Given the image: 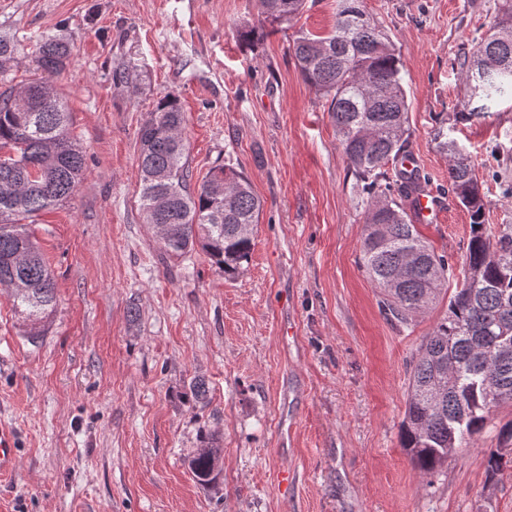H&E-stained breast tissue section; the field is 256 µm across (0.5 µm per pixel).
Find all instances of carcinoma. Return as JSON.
<instances>
[{"label": "carcinoma", "instance_id": "obj_1", "mask_svg": "<svg viewBox=\"0 0 512 512\" xmlns=\"http://www.w3.org/2000/svg\"><path fill=\"white\" fill-rule=\"evenodd\" d=\"M258 25L240 31L251 42L268 26L290 24L306 0H259ZM333 29L321 36L300 30L290 49L304 81L319 93L360 192L366 195L360 262L379 289L381 308L401 326L424 314L447 284L452 267L422 238L406 200L429 182L418 170L394 169L409 148V105L402 68L388 36L367 15L363 0H336ZM489 37L457 58L472 97L469 116L491 114L495 96L512 87V11ZM19 52L0 34V82H9ZM69 43L46 35L38 66L63 71ZM453 129L439 147L448 154V183L470 215L471 236L461 285L448 312L421 341L413 363L402 448L422 474L441 468L472 443L492 408L512 402V356L491 353L512 346V225L495 236L482 224L487 202L474 164ZM139 210L156 242L180 257L200 245L224 278L248 261L262 203L244 171L230 163L212 167L196 188L189 164L183 111L165 95L138 131ZM86 175L85 155L70 130V115L53 85H25L23 103L13 87L0 92V288L27 326L32 343L56 302L52 272L26 220L71 198ZM505 447L488 458L489 477L512 464V422L500 429ZM193 479L215 486L223 473L218 441L201 437L188 461Z\"/></svg>", "mask_w": 512, "mask_h": 512}]
</instances>
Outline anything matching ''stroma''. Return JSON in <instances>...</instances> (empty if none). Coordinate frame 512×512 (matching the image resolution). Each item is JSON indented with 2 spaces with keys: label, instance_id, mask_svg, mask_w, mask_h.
Wrapping results in <instances>:
<instances>
[{
  "label": "stroma",
  "instance_id": "stroma-1",
  "mask_svg": "<svg viewBox=\"0 0 512 512\" xmlns=\"http://www.w3.org/2000/svg\"><path fill=\"white\" fill-rule=\"evenodd\" d=\"M364 5L402 62L410 154L449 204L418 230L447 256L452 291L470 218L448 192L439 130L475 163L487 229L512 224V95L461 119L456 65L507 2ZM258 12V0H0V32L21 47L14 85L42 78L43 36L69 41L73 62L51 82L87 155L75 195L31 226L56 283L39 342L0 289V426L19 456L0 476V512H512V469L487 477L512 404L434 474L401 446L416 349L448 300L396 325L359 266L365 201L290 51L297 30L331 31L333 0L242 41ZM121 62L130 83L114 76ZM168 93L195 179L233 164L263 202L236 278L201 248L168 255L142 222L137 135ZM196 377L207 404L183 397ZM204 432L220 438L215 490L187 467Z\"/></svg>",
  "mask_w": 512,
  "mask_h": 512
}]
</instances>
